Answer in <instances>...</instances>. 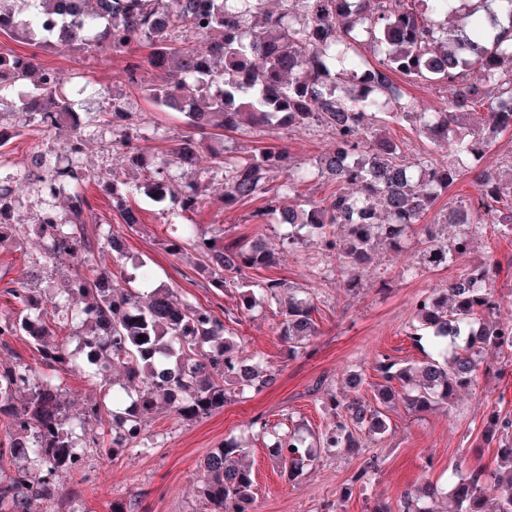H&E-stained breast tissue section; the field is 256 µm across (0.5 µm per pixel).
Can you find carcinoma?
<instances>
[{"label": "carcinoma", "instance_id": "cac0c4a2", "mask_svg": "<svg viewBox=\"0 0 512 512\" xmlns=\"http://www.w3.org/2000/svg\"><path fill=\"white\" fill-rule=\"evenodd\" d=\"M0 0V33L20 37L45 52L102 51L126 56L125 81L138 86L161 111L181 113L190 134L166 154L148 161L124 104L81 113L73 97L72 78L39 64L37 54L0 52V112L21 114L23 124L43 138L29 158L28 184L40 193V214L33 226L14 220V189L0 184V241L34 233L37 261L24 282L9 280L0 295L18 304L20 313L0 318V351L27 336L40 353L44 369L22 362L0 363V512H33L50 494L62 472L82 469L86 449L100 447L95 426L112 429V448H134L146 420L161 404L180 419L205 418L224 408L227 387L243 394L260 392L275 381V371L260 359L247 358L241 346L224 338V321L214 310L181 302L172 289L147 293L112 284V271L94 258L85 232L92 209L84 184L95 178L81 165L85 128L96 122L112 129V144L122 148L127 168L152 164L153 179L124 183L112 176V207L132 228L140 223L129 197L143 192L156 203H174L172 218L183 219L203 202L202 178L178 181L173 167L193 170L199 142L210 128L237 131L244 125L275 131L319 127L332 133L333 151L317 163V174L337 185L319 203L300 211L288 204L294 183L305 172L288 151L274 144L250 155L231 150L214 154L211 172L224 181V206L261 200L258 219L278 215L285 240L297 245L320 240L336 258L348 284L368 269L372 253L383 245L400 252L408 233L420 227L429 256L453 262L495 224L512 235V181L503 183L488 169L477 170L484 150L498 135L512 131V0ZM211 36L207 49L196 50L189 34ZM369 41L381 55L369 69L355 47ZM141 44L146 56L132 54ZM173 68L176 77L162 85H144V65ZM397 76L407 83L456 86L440 112H415L402 104ZM480 104L486 108L482 133L448 140L450 127ZM412 123L435 147L449 146L448 161L428 152L410 162L394 141L376 134L384 117ZM478 171V196L471 208L451 209L432 224L422 222L438 192L466 171ZM67 202L59 212L56 201ZM466 214L452 243L441 241L439 226L456 224ZM345 228L342 243L329 227ZM190 243L209 272L213 287L238 290L239 307L250 311L265 298H278L280 278L256 280L252 272L275 265L262 237L224 243L223 234L197 224L170 225L166 251L182 252ZM80 266L52 301L58 324L77 325V343L56 339L48 321L39 281L59 262ZM493 262L487 261L448 279L413 302L417 340L428 337L438 357L401 364L389 357L378 363L383 383L380 406L334 394L326 398L331 423L315 446L298 432L273 434L271 456L292 477L315 460L320 448H360L359 435H379L385 425L381 407L403 395L408 409L422 413L449 403L473 387L489 352L512 351V324L493 320ZM314 306L294 296L280 308V336L288 356L304 352L315 334ZM144 339H139V336ZM125 371L130 402L109 407L112 367ZM87 373L103 393L86 401L76 424L65 415L56 374ZM503 437L495 468L479 465L460 474L449 492L428 484L406 492L399 512H438L449 497V512H512V418L489 415L485 438ZM245 447L224 441L200 462L199 496L206 512H253L254 477L242 464Z\"/></svg>", "mask_w": 512, "mask_h": 512}]
</instances>
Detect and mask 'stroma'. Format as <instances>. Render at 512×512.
<instances>
[{
  "label": "stroma",
  "instance_id": "obj_1",
  "mask_svg": "<svg viewBox=\"0 0 512 512\" xmlns=\"http://www.w3.org/2000/svg\"><path fill=\"white\" fill-rule=\"evenodd\" d=\"M40 60L43 66L94 81L104 89L103 98L81 100V111H102L115 98L132 108L139 127L149 136L143 144L149 154L162 155L184 135L180 114L158 111L141 89L123 80L124 57L61 52L41 55ZM0 127L11 134L0 154L9 158L17 178L15 217L29 224L37 208L22 174L39 136L22 128L20 117L13 114L0 116ZM281 143L296 162L309 168L333 147L334 139L328 133L296 128L282 132ZM83 164L102 176L101 181L85 185L93 206L88 237L97 242L110 231L123 235L129 261L145 262L153 284L167 285L182 301L224 317L227 335L240 338L247 354L271 362L277 379L262 392L229 398L223 409L198 421L177 419L165 409L157 411L138 447L107 457L88 455L81 471L62 475L55 491L41 502L42 512H61L72 500L82 512H112L113 502L119 499L137 503V512H204L194 487L197 465L211 448L232 436L246 439L245 462L255 479L254 512H326L330 506L337 512H372L377 504L398 506L404 492L425 484L447 485L451 468L467 472L480 464H495L498 445L484 441L485 423L495 411L512 417V355L495 352L486 356L475 388L459 392L448 406L413 413L395 402L384 410L387 430L381 437L362 440L360 449L352 452L321 450L294 479L270 456L265 438L244 436L243 429L258 417L270 431L297 430L308 442H315L330 422L327 396L354 393L348 380L355 375L363 379L356 393L374 402L375 387L381 381L376 365L382 357L415 363L430 352L427 343L414 342L410 335L413 299L443 287L451 276L486 259H493L497 267L496 316L512 322V236L487 226L484 235L448 268L434 269L419 267L422 244L415 233L401 253L379 250L358 287L350 288L336 268L335 257L319 244L282 246L272 218L255 220L259 203L225 208L221 182L212 183L204 206L191 215V222L209 230L223 228L228 243L263 234L278 255L268 276L303 289L310 297L317 333L307 353L292 357L279 336L277 301L241 311L235 288H213L193 249H184L177 258L165 251L162 240L171 219L166 207L135 195L130 205L140 222L132 229L124 224L102 184L124 169V155L113 147L108 128H90ZM409 265L417 267L415 276H404ZM361 471L365 480L354 482V475Z\"/></svg>",
  "mask_w": 512,
  "mask_h": 512
}]
</instances>
